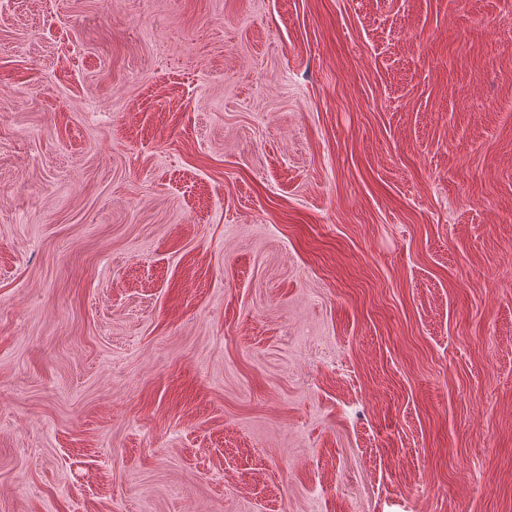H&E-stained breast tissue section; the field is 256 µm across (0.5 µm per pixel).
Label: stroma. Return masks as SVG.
<instances>
[{
    "label": "stroma",
    "instance_id": "obj_1",
    "mask_svg": "<svg viewBox=\"0 0 512 512\" xmlns=\"http://www.w3.org/2000/svg\"><path fill=\"white\" fill-rule=\"evenodd\" d=\"M0 512H512V0H0Z\"/></svg>",
    "mask_w": 512,
    "mask_h": 512
}]
</instances>
